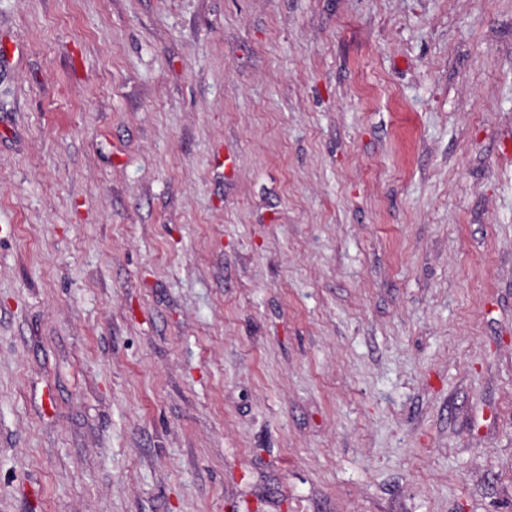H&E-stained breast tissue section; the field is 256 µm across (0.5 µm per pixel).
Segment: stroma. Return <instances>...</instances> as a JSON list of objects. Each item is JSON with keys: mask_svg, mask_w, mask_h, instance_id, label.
Here are the masks:
<instances>
[{"mask_svg": "<svg viewBox=\"0 0 512 512\" xmlns=\"http://www.w3.org/2000/svg\"><path fill=\"white\" fill-rule=\"evenodd\" d=\"M0 49V512H512V0Z\"/></svg>", "mask_w": 512, "mask_h": 512, "instance_id": "1", "label": "stroma"}]
</instances>
